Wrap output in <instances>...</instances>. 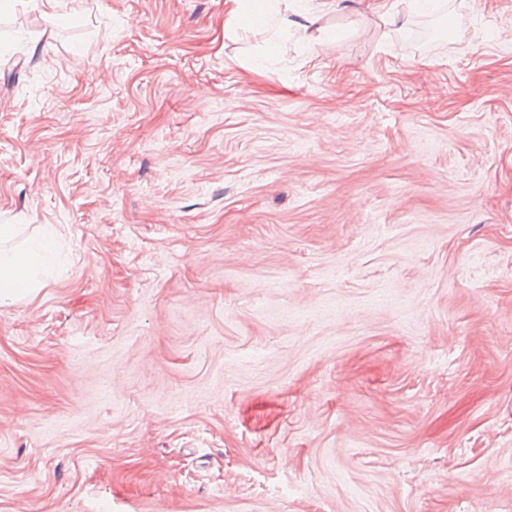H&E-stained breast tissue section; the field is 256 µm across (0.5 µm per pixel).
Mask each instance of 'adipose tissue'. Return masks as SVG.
<instances>
[{
  "mask_svg": "<svg viewBox=\"0 0 512 512\" xmlns=\"http://www.w3.org/2000/svg\"><path fill=\"white\" fill-rule=\"evenodd\" d=\"M231 7L224 23V32L265 29L276 25L282 28L299 27L313 33L316 40L329 42L334 38L327 28L319 26L302 0H230ZM436 10V0H382L376 10L380 26L404 28L415 15H429ZM18 230L14 224H0V302H15L34 295L39 287V275L46 266L53 245V230L42 226L37 237L20 249L10 251L1 247Z\"/></svg>",
  "mask_w": 512,
  "mask_h": 512,
  "instance_id": "obj_1",
  "label": "adipose tissue"
}]
</instances>
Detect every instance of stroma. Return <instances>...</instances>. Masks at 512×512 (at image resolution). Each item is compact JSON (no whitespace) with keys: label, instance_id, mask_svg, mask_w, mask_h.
<instances>
[{"label":"stroma","instance_id":"stroma-1","mask_svg":"<svg viewBox=\"0 0 512 512\" xmlns=\"http://www.w3.org/2000/svg\"><path fill=\"white\" fill-rule=\"evenodd\" d=\"M376 2L0 9V512H512V0ZM228 17L224 23L225 35H237L265 29L273 25L281 28L299 27L318 41L329 42L335 35L327 28L316 26L321 16H312L301 3L304 0H229ZM290 15V17H288ZM313 32H316L314 35ZM436 0H382L376 10L379 26L404 28L415 15H429L436 11ZM53 245V229L41 227L37 237L20 249L0 248V302H15L39 290V275L46 266Z\"/></svg>","mask_w":512,"mask_h":512}]
</instances>
